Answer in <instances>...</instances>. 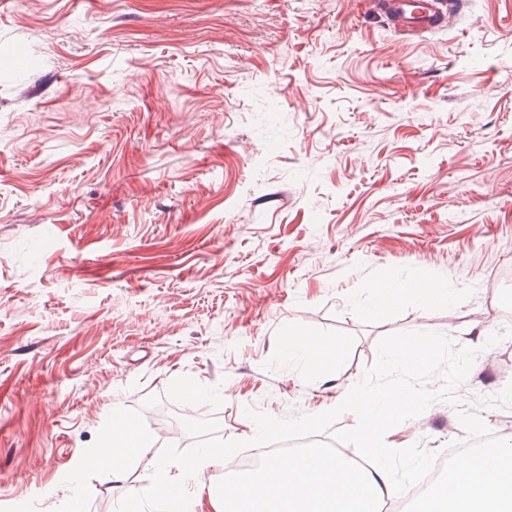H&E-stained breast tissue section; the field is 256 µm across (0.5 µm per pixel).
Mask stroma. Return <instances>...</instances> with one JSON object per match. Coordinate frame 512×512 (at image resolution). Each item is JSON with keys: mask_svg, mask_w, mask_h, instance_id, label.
<instances>
[{"mask_svg": "<svg viewBox=\"0 0 512 512\" xmlns=\"http://www.w3.org/2000/svg\"><path fill=\"white\" fill-rule=\"evenodd\" d=\"M380 2L0 0V512H115L171 441L149 400L194 384L248 440L396 332L479 355L391 441L467 444L458 406L512 382V0L409 38ZM389 277L459 300L373 307ZM116 408L154 435L120 482L82 464ZM289 346L290 349L299 351L305 356L307 366L314 373L321 372L325 364L335 361L339 356V352L333 349L331 356L323 357L319 353L323 347L321 341L301 329L290 336Z\"/></svg>", "mask_w": 512, "mask_h": 512, "instance_id": "obj_1", "label": "stroma"}]
</instances>
